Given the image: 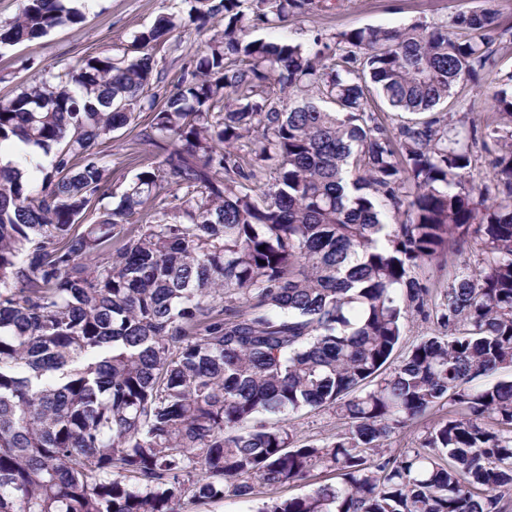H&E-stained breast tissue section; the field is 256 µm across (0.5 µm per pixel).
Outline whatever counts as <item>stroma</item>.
I'll list each match as a JSON object with an SVG mask.
<instances>
[{
	"instance_id": "stroma-1",
	"label": "stroma",
	"mask_w": 512,
	"mask_h": 512,
	"mask_svg": "<svg viewBox=\"0 0 512 512\" xmlns=\"http://www.w3.org/2000/svg\"><path fill=\"white\" fill-rule=\"evenodd\" d=\"M498 13L503 32L495 44V65L486 69L479 83L461 82L455 89L453 109L476 115L487 110L488 91L500 89L502 78L512 72V0H314L306 15L277 30L252 29L254 39H285L302 45L315 37L331 38L345 29L366 26L402 28L414 23H451L460 13L484 5ZM188 0H95L85 9L84 19L74 26L54 28L41 39L0 49V100L14 97L31 79L56 72L88 56H118L134 35L150 26L161 13L186 16ZM205 39L193 27L174 31L154 52L161 80L157 93L171 90L189 61L198 59ZM109 165V186L121 193L144 165L153 162L151 146L139 138L138 129L112 132L100 146ZM290 424L300 438L319 444L334 440L344 430L328 409L303 410L292 414Z\"/></svg>"
}]
</instances>
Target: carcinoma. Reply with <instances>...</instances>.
I'll return each instance as SVG.
<instances>
[{
    "label": "carcinoma",
    "instance_id": "carcinoma-1",
    "mask_svg": "<svg viewBox=\"0 0 512 512\" xmlns=\"http://www.w3.org/2000/svg\"><path fill=\"white\" fill-rule=\"evenodd\" d=\"M310 5L194 0L197 32L221 30L160 101L174 14L0 100V148L52 156L34 181L0 166V512H190L257 488L258 512H512V94L482 120L436 110L494 64L497 13L249 38ZM80 18L25 0L0 48ZM145 109L159 161L98 208L99 141ZM426 269L451 271L436 302ZM416 318L437 333L390 366ZM444 404L419 449L384 454ZM306 408L348 431L299 438L284 416ZM318 470L336 482L273 496Z\"/></svg>",
    "mask_w": 512,
    "mask_h": 512
}]
</instances>
